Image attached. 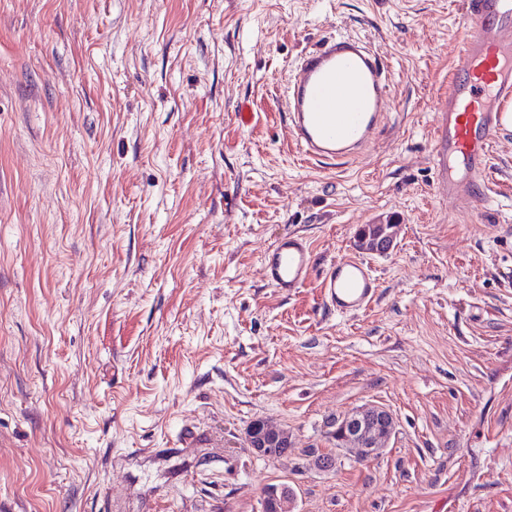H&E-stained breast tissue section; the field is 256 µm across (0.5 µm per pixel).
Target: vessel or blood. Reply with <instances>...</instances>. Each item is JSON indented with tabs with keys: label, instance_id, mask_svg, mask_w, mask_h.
Instances as JSON below:
<instances>
[{
	"label": "vessel or blood",
	"instance_id": "obj_1",
	"mask_svg": "<svg viewBox=\"0 0 512 512\" xmlns=\"http://www.w3.org/2000/svg\"><path fill=\"white\" fill-rule=\"evenodd\" d=\"M472 24L441 99L435 130L438 197L480 198L493 138L512 128V0H465ZM284 122L302 163L342 166L376 144L387 124L388 67L362 38L336 33L301 52L282 88ZM268 286L282 296L303 288L313 268V246L301 235L278 238L260 257ZM369 258L345 254L332 262L320 288L341 316L366 309L377 296Z\"/></svg>",
	"mask_w": 512,
	"mask_h": 512
}]
</instances>
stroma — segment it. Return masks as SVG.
I'll return each mask as SVG.
<instances>
[{
  "label": "stroma",
  "mask_w": 512,
  "mask_h": 512,
  "mask_svg": "<svg viewBox=\"0 0 512 512\" xmlns=\"http://www.w3.org/2000/svg\"><path fill=\"white\" fill-rule=\"evenodd\" d=\"M469 30L461 0H0V512H261L281 482L295 512H512V130L486 200L434 191ZM336 32L383 52L393 129L320 171L267 89ZM388 209L377 300L330 312L322 273ZM285 233L315 250L287 299L260 274ZM368 405L377 458L307 464ZM256 420L287 457L244 451Z\"/></svg>",
  "instance_id": "35a3bbf8"
}]
</instances>
